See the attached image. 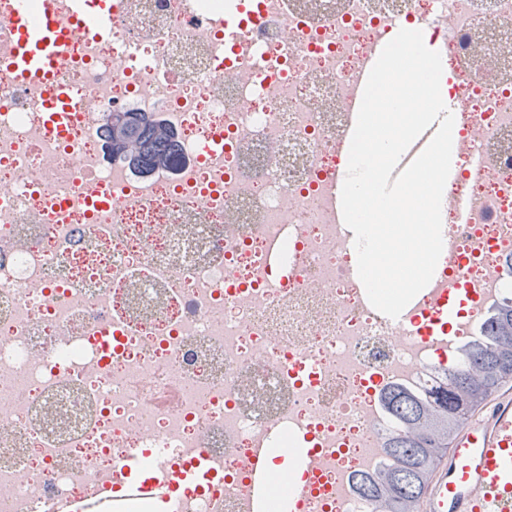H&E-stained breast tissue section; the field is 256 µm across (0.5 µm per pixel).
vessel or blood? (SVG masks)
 Here are the masks:
<instances>
[{"mask_svg": "<svg viewBox=\"0 0 512 512\" xmlns=\"http://www.w3.org/2000/svg\"><path fill=\"white\" fill-rule=\"evenodd\" d=\"M118 7L112 0H70L62 9L59 0H41V15L32 19L30 0H13L11 24L17 41L11 52L0 58V67L21 84L37 83L45 93L44 119L47 127L64 133L70 114L81 100L68 86L59 83L56 71L64 59L68 38L74 28L100 36H111ZM493 296L488 290L472 292L454 279H432L397 319L405 329L423 328L434 347L455 349L480 324ZM474 307L472 323L456 334H448L446 321L457 309ZM319 451L301 449L299 456H272L256 449L247 467L250 512H297L298 496L272 506L268 473L272 464L304 463L312 467ZM148 453L131 454L124 466L121 485L103 484L88 500L61 502L57 512H114L115 504L127 498L166 501L181 488H197L212 479L206 455L173 465L166 483L148 473ZM421 512H512V399L503 398L488 419H475L455 436L448 451L433 470L421 500Z\"/></svg>", "mask_w": 512, "mask_h": 512, "instance_id": "obj_1", "label": "vessel or blood"}]
</instances>
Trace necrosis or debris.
<instances>
[{"instance_id": "obj_1", "label": "necrosis or debris", "mask_w": 512, "mask_h": 512, "mask_svg": "<svg viewBox=\"0 0 512 512\" xmlns=\"http://www.w3.org/2000/svg\"><path fill=\"white\" fill-rule=\"evenodd\" d=\"M111 39L75 37L60 78L82 101L67 135L0 71V512H56L131 453L166 473L196 449L216 470L174 502L123 512H247L254 449L315 437L302 512H370L349 488L389 426L380 381L435 365L364 302L332 194L350 101L399 28L440 44L457 116L442 200L444 275L493 284L512 252V0H120ZM240 17L238 48L220 22ZM135 52L116 59L112 40ZM111 112L170 119L178 162L103 160ZM209 129L224 158L199 160ZM117 184L121 206L101 204ZM299 271L265 272L268 245Z\"/></svg>"}]
</instances>
